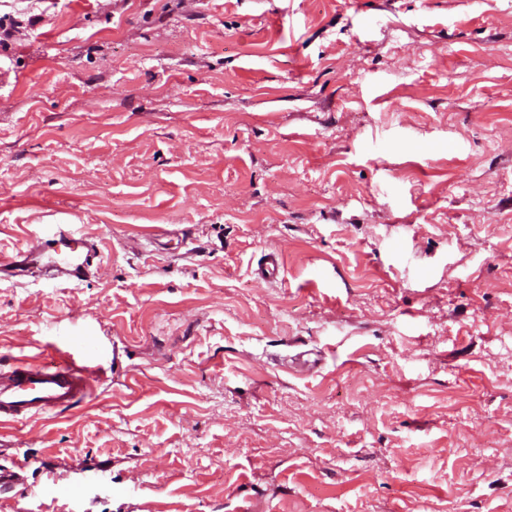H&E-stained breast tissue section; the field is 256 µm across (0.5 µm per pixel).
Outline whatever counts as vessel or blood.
Segmentation results:
<instances>
[{
    "mask_svg": "<svg viewBox=\"0 0 512 512\" xmlns=\"http://www.w3.org/2000/svg\"><path fill=\"white\" fill-rule=\"evenodd\" d=\"M99 258L95 240L75 236L62 224L52 238L26 244L1 259L0 278L42 272L50 279L81 282L97 269ZM104 374L101 366H88L74 344L37 365L18 363L0 368V426L83 404Z\"/></svg>",
    "mask_w": 512,
    "mask_h": 512,
    "instance_id": "obj_1",
    "label": "vessel or blood"
}]
</instances>
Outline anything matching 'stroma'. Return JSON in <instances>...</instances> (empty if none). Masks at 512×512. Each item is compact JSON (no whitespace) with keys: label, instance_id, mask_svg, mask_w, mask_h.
<instances>
[{"label":"stroma","instance_id":"stroma-1","mask_svg":"<svg viewBox=\"0 0 512 512\" xmlns=\"http://www.w3.org/2000/svg\"><path fill=\"white\" fill-rule=\"evenodd\" d=\"M0 512H512V0H0ZM276 281L254 275L267 258ZM52 238L27 243L0 260V278H16L44 272L47 278L66 282L87 280L97 270L100 248L90 237H76L67 224H58ZM38 365L18 363L0 368V426L5 428L39 414L83 404L106 374L101 365L90 367L69 339V348Z\"/></svg>","mask_w":512,"mask_h":512}]
</instances>
